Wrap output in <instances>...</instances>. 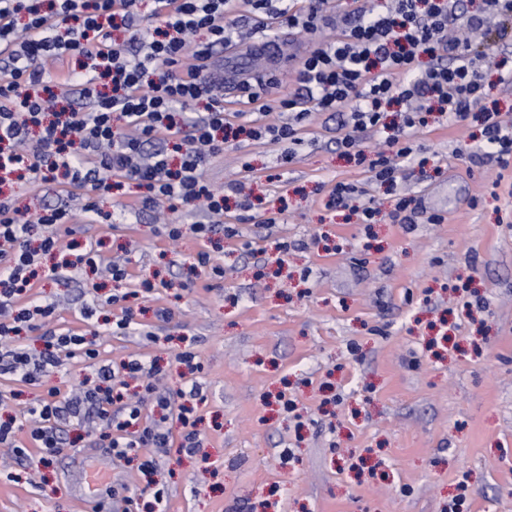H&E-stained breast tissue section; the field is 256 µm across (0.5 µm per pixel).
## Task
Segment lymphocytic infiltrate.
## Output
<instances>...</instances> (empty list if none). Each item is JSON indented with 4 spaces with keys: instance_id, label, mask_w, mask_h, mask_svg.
<instances>
[{
    "instance_id": "obj_1",
    "label": "lymphocytic infiltrate",
    "mask_w": 512,
    "mask_h": 512,
    "mask_svg": "<svg viewBox=\"0 0 512 512\" xmlns=\"http://www.w3.org/2000/svg\"><path fill=\"white\" fill-rule=\"evenodd\" d=\"M158 26L141 30V0H0V184L11 179L36 188L56 180L80 190V211L69 205L43 208L28 215L14 201L0 197V377L20 386L40 385L60 363V353L97 360L84 333L46 331V349L31 357L16 343L35 320L53 317V304H35L36 267L41 256L68 252L63 266L77 274L83 268L103 270L112 280L129 276L127 262L105 258L96 244L75 239L78 213L96 210L97 197L123 180L147 190L148 209L201 208L202 222L170 225L167 235L179 241L185 233L207 240L216 232L237 236L226 225L223 192L206 177L211 160L223 153L230 130L272 143L297 142L300 126L314 112H345L350 130L338 141L346 156L358 147V133L384 135L385 147L370 158L375 180L395 182L400 159L417 160L421 151L413 136L432 113L457 125L476 116L501 166L512 164V124L485 96L482 58L468 41L451 31H483L490 18H512V0H482L470 14L461 0H389L359 5L343 18L339 34L318 43L299 60L307 94L282 97L279 121L250 120L232 125L224 99L214 94L212 73L216 47L234 43L240 12L286 18L289 26L313 30L322 19L325 0H309L305 12L273 7L272 0H152ZM431 61L416 70L420 57ZM87 100L88 111L72 106ZM203 104L202 112L186 109ZM403 109L400 125L381 119L385 107ZM145 378L160 417L142 421L141 405L126 400L122 374ZM154 363L132 359L120 368L100 364L97 381L67 396L49 389L27 410L32 421L30 445L15 438L13 422L0 421V446L21 458L39 448L38 465L53 463L63 444L64 426L75 424L97 432L113 459L139 460L149 474L154 458L139 459L144 448H166L172 426L180 424V452L195 454L200 442L185 405L158 391Z\"/></svg>"
}]
</instances>
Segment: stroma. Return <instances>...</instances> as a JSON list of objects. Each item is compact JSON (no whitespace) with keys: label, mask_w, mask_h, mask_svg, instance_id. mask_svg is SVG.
<instances>
[{"label":"stroma","mask_w":512,"mask_h":512,"mask_svg":"<svg viewBox=\"0 0 512 512\" xmlns=\"http://www.w3.org/2000/svg\"><path fill=\"white\" fill-rule=\"evenodd\" d=\"M247 35L233 64L252 79L275 76L267 102L302 91L298 59L331 35L305 33L263 15L243 14ZM278 40L276 60L249 52L262 36ZM502 114L512 119V84L500 83L499 57L512 55V22L501 20L471 42ZM340 114L316 113L298 144L229 139L207 172L217 188L250 184L249 209L231 207L240 234L172 242L146 193L126 181L99 198L98 215L78 218V239L102 241L128 256L130 277H43L39 299L56 306L54 328L93 335L104 362L144 357L160 368V388L187 389L178 355L192 351L201 371L194 401L198 454L158 458L154 478L164 512H448L465 496L468 512H512V167L454 152L462 134L431 115L416 142L425 166L401 163L395 184L372 179L341 154ZM364 188L378 210L360 223L325 206L332 186ZM408 199L412 229L390 216ZM279 212L272 227L264 213ZM432 214L443 216L429 223ZM288 241L287 256L275 249ZM206 250L223 265L211 278L197 268ZM152 283L144 293L143 283ZM149 333L110 334L104 319L113 292ZM97 318L83 322V303ZM169 312L157 320L155 308ZM89 362L63 360L41 386L17 387L0 405L16 416L53 387L67 393L95 379ZM293 400L285 411L282 399ZM65 443L39 488L28 484L33 460L0 452V512H124L128 500L153 501L136 464L113 461L94 435L65 427ZM111 470L96 499L80 490L83 473Z\"/></svg>","instance_id":"obj_1"}]
</instances>
